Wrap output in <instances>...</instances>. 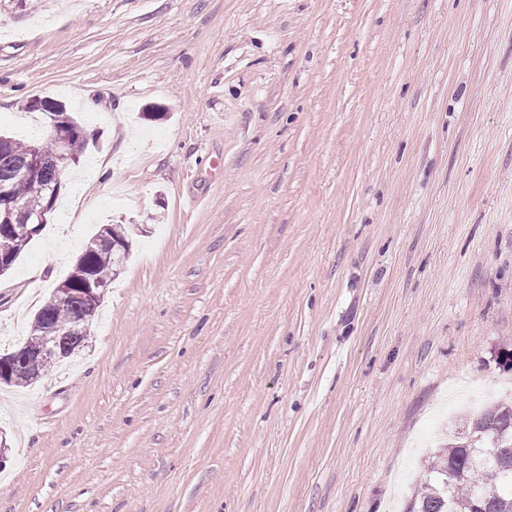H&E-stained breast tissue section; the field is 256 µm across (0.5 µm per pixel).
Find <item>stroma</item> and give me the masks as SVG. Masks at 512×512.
<instances>
[{
    "label": "stroma",
    "instance_id": "stroma-1",
    "mask_svg": "<svg viewBox=\"0 0 512 512\" xmlns=\"http://www.w3.org/2000/svg\"><path fill=\"white\" fill-rule=\"evenodd\" d=\"M44 96L112 173L65 171L0 352L101 225L132 246L88 346L0 386V512H404L469 379L512 395V0L0 11V131Z\"/></svg>",
    "mask_w": 512,
    "mask_h": 512
}]
</instances>
